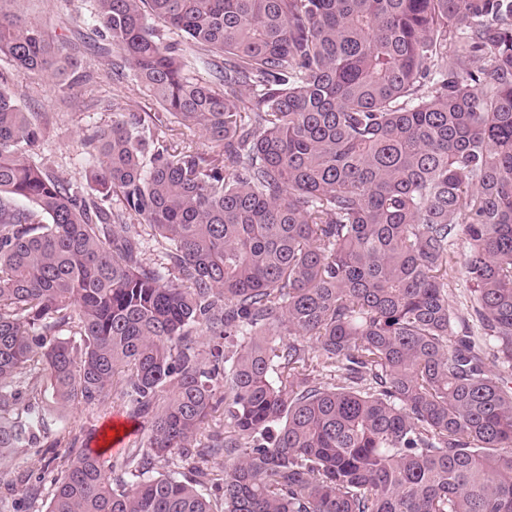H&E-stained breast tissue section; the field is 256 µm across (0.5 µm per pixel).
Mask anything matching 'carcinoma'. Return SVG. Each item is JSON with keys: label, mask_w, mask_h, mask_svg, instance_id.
<instances>
[{"label": "carcinoma", "mask_w": 512, "mask_h": 512, "mask_svg": "<svg viewBox=\"0 0 512 512\" xmlns=\"http://www.w3.org/2000/svg\"><path fill=\"white\" fill-rule=\"evenodd\" d=\"M90 18L112 80L130 69L163 113L112 99L72 181L33 160L39 113L0 74V468L118 387L148 424L121 464L136 481L85 443L40 512H512V0H93ZM2 56L84 78L24 0H0ZM194 455L224 457L217 497L200 467L157 469Z\"/></svg>", "instance_id": "cac0c4a2"}]
</instances>
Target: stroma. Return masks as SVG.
Masks as SVG:
<instances>
[{"mask_svg": "<svg viewBox=\"0 0 512 512\" xmlns=\"http://www.w3.org/2000/svg\"><path fill=\"white\" fill-rule=\"evenodd\" d=\"M46 35L61 44L66 54L77 58L90 82L71 87L66 94L54 93V84L46 76L13 77L10 63L0 58V72L11 75V88L18 102L31 112L44 116V139L37 160L72 180H81L84 159L79 141L85 129L105 126L112 121L109 105L120 96L135 112H156L155 101L147 97L133 79L112 82V59L100 53L99 40L88 23L90 0H28ZM147 435L141 422L129 419L124 400L99 407L74 406L67 412L65 428L51 427L50 438L66 441L91 439L93 447L121 437L125 447L136 448ZM65 447L32 448L21 453L12 468L0 472V502L26 508L24 489L28 476L43 478L42 490L51 493L54 481L64 470Z\"/></svg>", "mask_w": 512, "mask_h": 512, "instance_id": "obj_1", "label": "stroma"}]
</instances>
